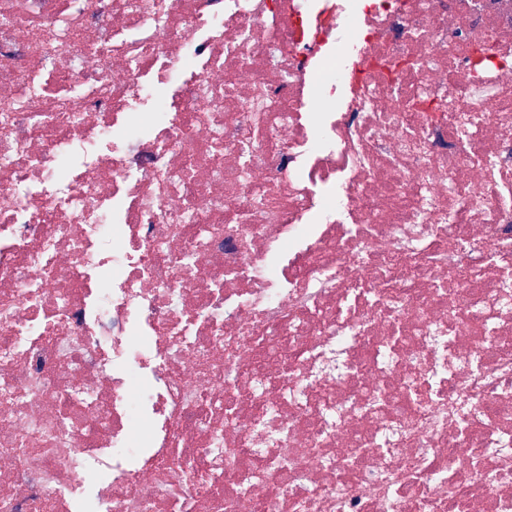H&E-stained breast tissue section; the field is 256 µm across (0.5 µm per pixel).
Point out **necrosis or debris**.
<instances>
[{"label":"necrosis or debris","mask_w":512,"mask_h":512,"mask_svg":"<svg viewBox=\"0 0 512 512\" xmlns=\"http://www.w3.org/2000/svg\"><path fill=\"white\" fill-rule=\"evenodd\" d=\"M0 512H512V0H0Z\"/></svg>","instance_id":"obj_1"}]
</instances>
